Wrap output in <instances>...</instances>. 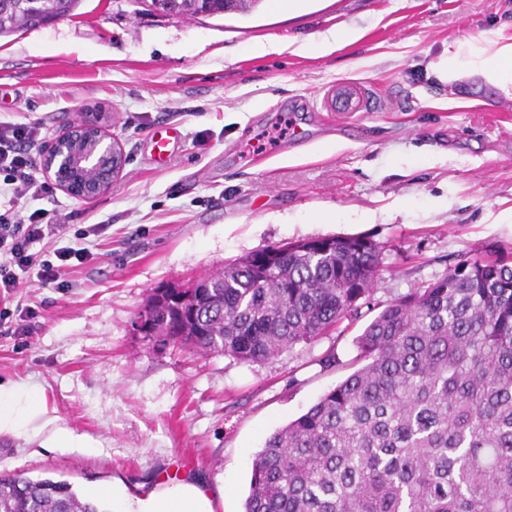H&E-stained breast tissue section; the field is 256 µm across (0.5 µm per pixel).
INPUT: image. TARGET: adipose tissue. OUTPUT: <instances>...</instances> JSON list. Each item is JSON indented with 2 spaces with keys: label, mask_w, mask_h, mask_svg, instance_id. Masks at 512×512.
Listing matches in <instances>:
<instances>
[{
  "label": "adipose tissue",
  "mask_w": 512,
  "mask_h": 512,
  "mask_svg": "<svg viewBox=\"0 0 512 512\" xmlns=\"http://www.w3.org/2000/svg\"><path fill=\"white\" fill-rule=\"evenodd\" d=\"M440 81L479 77L512 98V40L476 38L444 56L433 67ZM112 500V512H215V492L203 480L158 481L148 493L136 496L119 489L96 488Z\"/></svg>",
  "instance_id": "ef3b65f1"
}]
</instances>
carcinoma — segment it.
Segmentation results:
<instances>
[{
    "instance_id": "obj_1",
    "label": "carcinoma",
    "mask_w": 512,
    "mask_h": 512,
    "mask_svg": "<svg viewBox=\"0 0 512 512\" xmlns=\"http://www.w3.org/2000/svg\"><path fill=\"white\" fill-rule=\"evenodd\" d=\"M0 0V37L80 0ZM261 0H165L168 16L248 14ZM255 251L147 317L161 344L260 363L361 314L383 258L360 238ZM360 367L274 431L244 512H512V263L469 258L395 299L355 339ZM0 512H106L65 481L0 472Z\"/></svg>"
}]
</instances>
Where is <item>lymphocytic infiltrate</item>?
<instances>
[{
    "label": "lymphocytic infiltrate",
    "instance_id": "obj_1",
    "mask_svg": "<svg viewBox=\"0 0 512 512\" xmlns=\"http://www.w3.org/2000/svg\"><path fill=\"white\" fill-rule=\"evenodd\" d=\"M40 136L36 124L0 123V196L6 199L0 211V297L11 296L21 285L67 287L65 275L74 264L92 256L88 248L64 244V227L47 211L21 215L18 201L46 194L48 185L37 175V162L30 151ZM52 250L53 260L43 259Z\"/></svg>",
    "mask_w": 512,
    "mask_h": 512
}]
</instances>
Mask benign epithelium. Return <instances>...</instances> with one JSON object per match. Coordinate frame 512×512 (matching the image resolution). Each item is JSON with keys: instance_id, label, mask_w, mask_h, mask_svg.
<instances>
[{"instance_id": "7a95c632", "label": "benign epithelium", "mask_w": 512, "mask_h": 512, "mask_svg": "<svg viewBox=\"0 0 512 512\" xmlns=\"http://www.w3.org/2000/svg\"><path fill=\"white\" fill-rule=\"evenodd\" d=\"M127 157L122 146L88 112L42 154L45 176L68 195L94 200L112 189Z\"/></svg>"}]
</instances>
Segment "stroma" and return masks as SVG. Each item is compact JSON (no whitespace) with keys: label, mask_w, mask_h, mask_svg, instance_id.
Instances as JSON below:
<instances>
[{"label":"stroma","mask_w":512,"mask_h":512,"mask_svg":"<svg viewBox=\"0 0 512 512\" xmlns=\"http://www.w3.org/2000/svg\"><path fill=\"white\" fill-rule=\"evenodd\" d=\"M344 25L359 29L356 45L287 50ZM483 34L512 38V0H307L277 13L261 0L246 15L194 20L81 0L71 17L1 37L0 122L41 123L38 156L96 112L127 164L98 199L56 188L18 204L49 210L74 245L86 225L108 230L69 287L0 298V309L37 313L32 335H0V386L45 407L0 434V471L64 480L82 497L195 474L223 486L216 512H243L255 454L353 372L354 340L375 314L463 259L512 256V99L478 78L430 74ZM258 40L285 50L252 56ZM340 80L369 85L383 109L330 111L323 96ZM170 128L177 148L154 163L150 145ZM328 236L375 243L383 267L361 318L312 346L244 364L134 335L154 289ZM332 349L341 366L321 368ZM58 426L86 447H46Z\"/></svg>","instance_id":"obj_1"}]
</instances>
